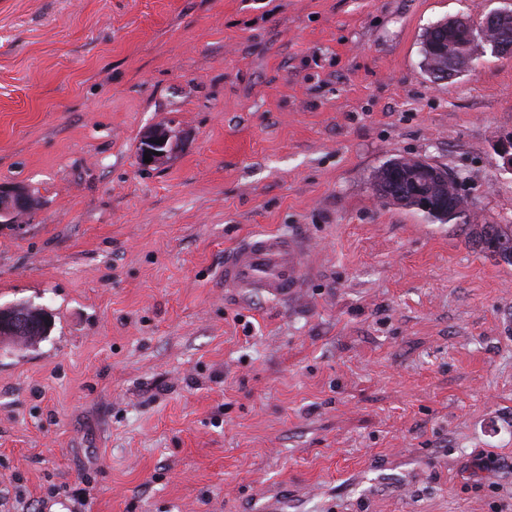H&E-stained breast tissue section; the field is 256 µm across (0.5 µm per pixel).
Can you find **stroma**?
I'll use <instances>...</instances> for the list:
<instances>
[{
    "instance_id": "1",
    "label": "stroma",
    "mask_w": 512,
    "mask_h": 512,
    "mask_svg": "<svg viewBox=\"0 0 512 512\" xmlns=\"http://www.w3.org/2000/svg\"><path fill=\"white\" fill-rule=\"evenodd\" d=\"M500 5L0 0V306L52 317L0 338V512H512V265L372 190L424 157L512 225V57L421 55ZM267 232L285 301L224 285ZM157 140H163V143H157ZM146 144L142 145L139 151V161L144 167H149L157 164L162 158L166 157L174 148V139L171 131L167 129H157L153 131L146 139ZM158 152V155H155ZM144 154H150L149 158L153 161L149 163L144 162ZM0 223L11 224L18 214L33 205V198L23 186L3 188L0 186ZM305 253L280 234H259L238 243L224 261V285L288 300L300 287ZM17 312L24 317L25 325H30V327L20 336H4V338L17 340L25 345H34L47 335L48 328L46 324L51 326V317L43 309L21 306L17 309Z\"/></svg>"
}]
</instances>
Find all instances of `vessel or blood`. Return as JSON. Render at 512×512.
Instances as JSON below:
<instances>
[{
  "label": "vessel or blood",
  "mask_w": 512,
  "mask_h": 512,
  "mask_svg": "<svg viewBox=\"0 0 512 512\" xmlns=\"http://www.w3.org/2000/svg\"><path fill=\"white\" fill-rule=\"evenodd\" d=\"M306 265L305 253L280 234H259L238 243L224 263V285L256 290L285 300L294 295Z\"/></svg>",
  "instance_id": "b4317fda"
}]
</instances>
